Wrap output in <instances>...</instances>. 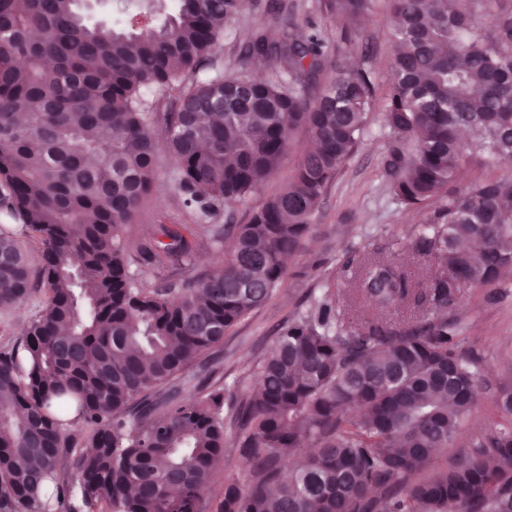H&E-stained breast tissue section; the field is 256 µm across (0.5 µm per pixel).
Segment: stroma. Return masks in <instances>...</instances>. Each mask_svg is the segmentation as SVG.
<instances>
[{"label":"stroma","mask_w":512,"mask_h":512,"mask_svg":"<svg viewBox=\"0 0 512 512\" xmlns=\"http://www.w3.org/2000/svg\"><path fill=\"white\" fill-rule=\"evenodd\" d=\"M270 0H252L240 17L227 20L219 52L221 67L239 71L247 38L252 30L265 29L276 36L282 23H315L340 50L343 62L371 69L380 89H387L390 66V25L388 0H374L370 18L352 36H343L328 10L327 0H279V12L268 9ZM385 130L381 110L370 114L367 130L336 178L326 189L315 218V229L301 251L287 263V279L273 300L227 333L213 347L200 366L190 367L182 388L183 396L197 392L196 383L206 377L232 383L240 379L258 354L269 351L282 325L304 312L312 297L326 289L346 290L351 282L343 272L348 259L381 247L400 253L416 281L429 279L435 262L414 253L408 231L422 223L427 213L398 204L383 175L382 152ZM296 154H289L280 168L253 194L247 203L221 209L210 219L206 232L190 238V261H171L161 269H150L139 251L149 242L156 225L194 224L197 216L187 210L174 185L170 162L159 154L149 194L131 223L128 239L130 269L142 287H163L167 281L192 277L221 263L224 252L215 237L225 225L243 224L250 208L261 205L292 175ZM46 299L43 290H33L30 298L15 308L0 310V347L17 343ZM450 317L461 324L465 348L478 361V399L461 423L448 451L438 465L452 463L467 452L473 441L489 432L500 415L494 400L502 385L512 382V273L503 282L487 288L463 285Z\"/></svg>","instance_id":"1"}]
</instances>
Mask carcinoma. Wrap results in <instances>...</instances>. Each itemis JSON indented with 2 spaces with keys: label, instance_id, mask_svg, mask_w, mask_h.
Wrapping results in <instances>:
<instances>
[{
  "label": "carcinoma",
  "instance_id": "cac0c4a2",
  "mask_svg": "<svg viewBox=\"0 0 512 512\" xmlns=\"http://www.w3.org/2000/svg\"><path fill=\"white\" fill-rule=\"evenodd\" d=\"M244 0H177L157 25L90 22L80 0H0V308L48 294L22 342L0 351V512H55L57 462L76 447L83 504L109 512H203L227 447L213 512H512V387L503 422L450 466L476 403V367L448 317L461 284L512 269V178L459 187L478 157L512 159V12L466 13L456 0H392L382 166L393 198L427 209L414 247L436 261L426 283L392 252L345 265L344 312L325 294L282 327L241 394L218 380L179 398L185 371L268 303L283 259L311 232L326 187L377 101L370 72L332 63L315 25L249 35L224 75V21ZM374 0H328L346 34ZM495 34H485L487 23ZM175 111L160 114V102ZM203 113L220 123L200 120ZM314 149L251 211L224 225V262L158 290L130 270L125 232L151 189L160 151L183 204L207 216L243 204L297 149ZM35 235L33 269L24 239ZM143 254H189L166 224ZM178 489L172 490V484Z\"/></svg>",
  "mask_w": 512,
  "mask_h": 512
}]
</instances>
